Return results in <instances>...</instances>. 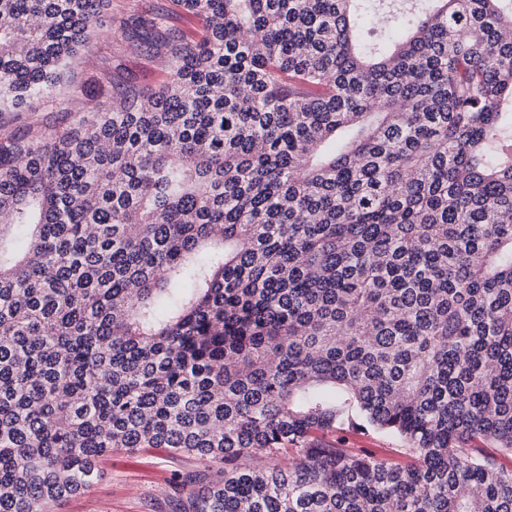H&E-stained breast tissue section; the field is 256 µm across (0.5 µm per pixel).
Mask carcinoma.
Returning a JSON list of instances; mask_svg holds the SVG:
<instances>
[{"label": "carcinoma", "mask_w": 512, "mask_h": 512, "mask_svg": "<svg viewBox=\"0 0 512 512\" xmlns=\"http://www.w3.org/2000/svg\"><path fill=\"white\" fill-rule=\"evenodd\" d=\"M106 2L0 0V111ZM431 2L173 0L156 89L0 134V512L136 448L224 464L184 512H512V0ZM341 434L347 448H366L378 458L397 457L394 448H400L395 439L376 433L349 430Z\"/></svg>", "instance_id": "obj_1"}]
</instances>
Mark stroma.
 I'll use <instances>...</instances> for the list:
<instances>
[{"mask_svg":"<svg viewBox=\"0 0 512 512\" xmlns=\"http://www.w3.org/2000/svg\"><path fill=\"white\" fill-rule=\"evenodd\" d=\"M152 8L166 11L171 24L186 35L197 33V20L176 9L172 0H109L104 27L93 33L91 55L71 63L64 81L49 92L43 111L0 112V132L27 127L51 131L71 120L94 88L99 91L96 104H105L110 92L102 80L106 73L116 81H132L146 93L155 89L162 80L158 59L122 38L131 16ZM215 477V469L192 456L162 448L116 450L101 462L90 490L53 503L48 512H182L188 490H203Z\"/></svg>","mask_w":512,"mask_h":512,"instance_id":"stroma-1","label":"stroma"}]
</instances>
